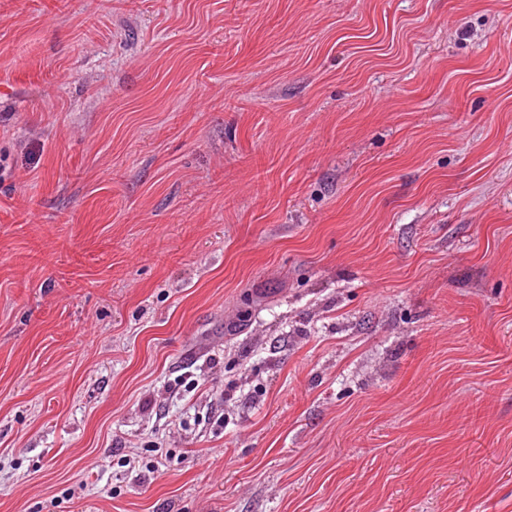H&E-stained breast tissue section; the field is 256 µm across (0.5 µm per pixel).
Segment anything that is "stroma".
<instances>
[{
	"label": "stroma",
	"mask_w": 512,
	"mask_h": 512,
	"mask_svg": "<svg viewBox=\"0 0 512 512\" xmlns=\"http://www.w3.org/2000/svg\"><path fill=\"white\" fill-rule=\"evenodd\" d=\"M0 512H512V0H0Z\"/></svg>",
	"instance_id": "stroma-1"
}]
</instances>
